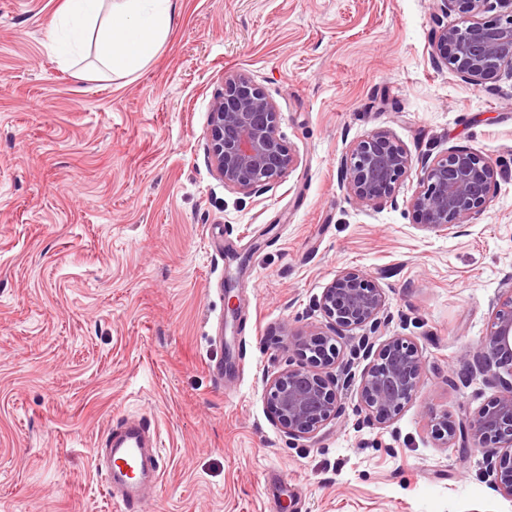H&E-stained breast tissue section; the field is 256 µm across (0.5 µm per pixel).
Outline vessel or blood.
Returning a JSON list of instances; mask_svg holds the SVG:
<instances>
[{"instance_id":"vessel-or-blood-1","label":"vessel or blood","mask_w":512,"mask_h":512,"mask_svg":"<svg viewBox=\"0 0 512 512\" xmlns=\"http://www.w3.org/2000/svg\"><path fill=\"white\" fill-rule=\"evenodd\" d=\"M162 450L156 431L126 419L111 425L94 464L120 512H140L162 479Z\"/></svg>"}]
</instances>
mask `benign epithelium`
<instances>
[{
    "instance_id": "benign-epithelium-1",
    "label": "benign epithelium",
    "mask_w": 512,
    "mask_h": 512,
    "mask_svg": "<svg viewBox=\"0 0 512 512\" xmlns=\"http://www.w3.org/2000/svg\"><path fill=\"white\" fill-rule=\"evenodd\" d=\"M442 11L457 6L477 14L497 6L505 9L495 24L473 21L464 27H440L436 64L451 67L472 85L512 67V0H440ZM277 105L242 72L224 77V92L212 105L208 121V151L224 186L257 194L284 178L295 162L278 135ZM348 195L358 203L377 205L394 198L399 182L415 172L418 188L409 206L418 223L437 231L464 224L483 210L498 172L479 150L454 149L413 163L385 131L355 142L342 159ZM320 306L327 318L322 336L301 342L309 365L288 368L265 380V397L277 424L293 438H307L343 411L340 392L352 382L346 366L335 377L321 370L336 364V337L355 329L377 331L385 322L386 297L360 269L336 274L324 289ZM373 362L360 378L359 408L369 422L393 419L417 395L423 365L416 344L406 336L387 339L372 354L370 337L357 344ZM512 375V281L498 298L496 309L475 353L469 376L493 379ZM431 434L443 447L456 443L479 448L493 489L512 498V389L455 423L442 412L433 418Z\"/></svg>"
}]
</instances>
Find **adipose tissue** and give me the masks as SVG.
Masks as SVG:
<instances>
[{"label": "adipose tissue", "instance_id": "adipose-tissue-1", "mask_svg": "<svg viewBox=\"0 0 512 512\" xmlns=\"http://www.w3.org/2000/svg\"><path fill=\"white\" fill-rule=\"evenodd\" d=\"M176 10L177 0H63L51 38L66 66L91 39L102 70L128 76L160 52Z\"/></svg>", "mask_w": 512, "mask_h": 512}]
</instances>
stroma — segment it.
Returning a JSON list of instances; mask_svg holds the SVG:
<instances>
[{"label":"stroma","instance_id":"obj_1","mask_svg":"<svg viewBox=\"0 0 512 512\" xmlns=\"http://www.w3.org/2000/svg\"><path fill=\"white\" fill-rule=\"evenodd\" d=\"M61 3L0 0V512H114L93 452L123 416L162 440L143 512H512L479 450L431 434L436 413L512 389L468 377L512 278V67L473 86L432 58L439 26L470 15L178 0L152 62L89 80L51 42ZM231 71L276 103L295 158L257 195L225 187L208 154ZM376 130L415 159L480 150L499 172L486 207L446 232L418 224L412 175L396 201L351 200L341 158ZM348 268L386 295L374 345L412 337L423 384L383 425L348 390L341 417L295 439L265 379L305 364L286 335L323 326V290Z\"/></svg>","mask_w":512,"mask_h":512}]
</instances>
